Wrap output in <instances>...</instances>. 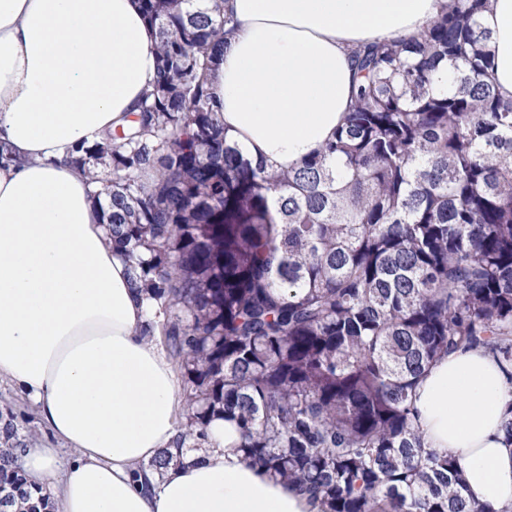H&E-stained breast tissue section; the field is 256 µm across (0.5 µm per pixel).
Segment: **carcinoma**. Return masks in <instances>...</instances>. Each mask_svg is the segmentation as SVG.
Returning <instances> with one entry per match:
<instances>
[{"mask_svg":"<svg viewBox=\"0 0 512 512\" xmlns=\"http://www.w3.org/2000/svg\"><path fill=\"white\" fill-rule=\"evenodd\" d=\"M141 2L152 89L71 163L102 186L194 426L235 421L243 459L316 512H480L457 460L427 447L413 390L453 352L512 365V99L493 81L490 0H448L418 36L355 51L344 123L287 171L249 159L216 109L224 0ZM13 436L0 429V497L52 512Z\"/></svg>","mask_w":512,"mask_h":512,"instance_id":"carcinoma-1","label":"carcinoma"}]
</instances>
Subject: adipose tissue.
Returning a JSON list of instances; mask_svg holds the SVG:
<instances>
[{
  "mask_svg": "<svg viewBox=\"0 0 512 512\" xmlns=\"http://www.w3.org/2000/svg\"><path fill=\"white\" fill-rule=\"evenodd\" d=\"M445 0H229L234 31L211 84L248 157L285 169L332 137L356 89L353 51L409 38ZM494 82L512 98V0H492ZM155 31L140 0H0V377L72 451L32 448L22 465L56 512H312L237 449L213 418L195 465L174 450L179 383L142 334L152 303L91 204L75 146L123 123L151 87ZM512 373L484 352L433 362L413 397L430 448L457 458L481 512H512L502 409Z\"/></svg>",
  "mask_w": 512,
  "mask_h": 512,
  "instance_id": "1",
  "label": "adipose tissue"
}]
</instances>
